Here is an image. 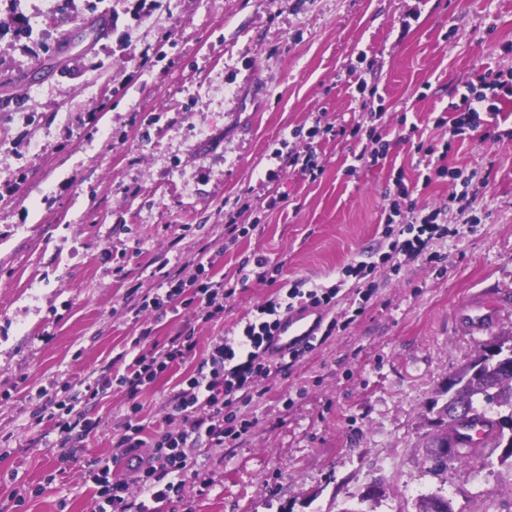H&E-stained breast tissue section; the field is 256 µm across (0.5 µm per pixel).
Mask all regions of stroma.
Masks as SVG:
<instances>
[{
    "label": "stroma",
    "instance_id": "obj_1",
    "mask_svg": "<svg viewBox=\"0 0 512 512\" xmlns=\"http://www.w3.org/2000/svg\"><path fill=\"white\" fill-rule=\"evenodd\" d=\"M0 0V512H88L85 462L113 453L132 402L147 432L195 370L188 360L130 399L113 387L84 410L99 427L57 459L47 419L62 389L107 374L141 327L158 344L193 332L199 350L241 334L281 280L337 282L377 265L358 320L244 405L250 432L208 448L164 512H512V466L489 446L434 473L423 440L433 402L483 344L512 336V141L452 143L447 168L477 171L480 224L435 243L440 262L380 260L397 176L416 180L419 140L443 143L448 106L475 71L512 66V0ZM99 40L72 41L98 16ZM377 87L370 123L358 79ZM317 179L291 166L314 121ZM387 135L385 159L353 168V126ZM249 226L229 241L228 223ZM232 279L266 258L277 280L237 285L204 323L188 308L134 318L161 271ZM490 329L470 334L466 302ZM385 494L362 502L366 487ZM470 304L475 314L466 322L465 329L472 333L486 332L494 322L495 315L486 309L485 304L479 300H472Z\"/></svg>",
    "mask_w": 512,
    "mask_h": 512
}]
</instances>
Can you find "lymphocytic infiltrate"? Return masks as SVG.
<instances>
[{"label": "lymphocytic infiltrate", "instance_id": "obj_1", "mask_svg": "<svg viewBox=\"0 0 512 512\" xmlns=\"http://www.w3.org/2000/svg\"><path fill=\"white\" fill-rule=\"evenodd\" d=\"M512 96V67L473 74L464 84L458 102L451 104L450 141L472 138L486 117L497 116L506 97ZM415 151L425 168L448 176L453 190L446 202L428 210L415 209L412 196L416 183L397 178L393 199L385 220L384 237L388 250L383 261L399 268L414 262L433 263L439 258L433 245L457 235L458 227L449 224V212L469 214L471 223L479 218L473 213L476 191L472 176L459 169L446 170L436 159L437 146L416 144ZM339 285H325L306 279L289 282L285 294L267 301L259 309L263 321L247 324L241 335L215 338L211 349L197 354L192 335L171 337L166 346L151 345L150 329H142L132 341L136 354L123 373L113 378L87 384L84 395L67 394L58 402L59 414L54 427L62 443L60 458L73 456L68 446L73 433L88 435L97 428L95 420L77 412L80 400L96 399L108 387L118 386L132 396L133 403L115 444L117 455L138 461L134 481L113 477L112 458H96L87 462L82 478L95 489L92 512H162V505L182 499L185 477L199 463L201 447L220 448L246 435L251 420L240 412L257 378L274 371L291 369L301 358L297 350L279 361L267 354V343L276 326L277 317L300 305L329 307L335 305ZM233 293L226 282L212 279H168L163 291L143 295L139 312L157 311L165 307H192L195 316L208 322L224 312V301ZM199 363L194 373L184 378L168 401L169 417L181 420L174 431L159 430L144 437L138 421L141 410L137 394L155 382L171 367L191 358Z\"/></svg>", "mask_w": 512, "mask_h": 512}]
</instances>
